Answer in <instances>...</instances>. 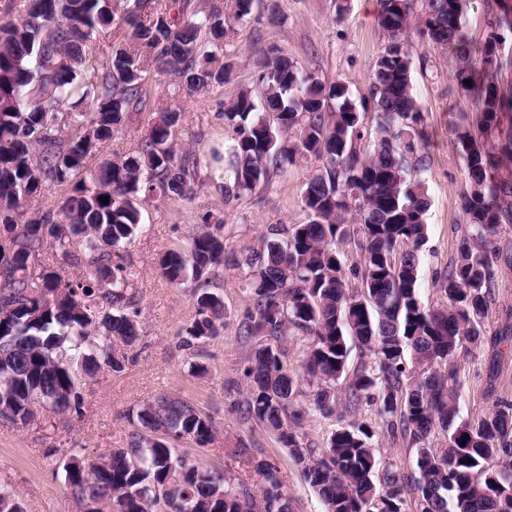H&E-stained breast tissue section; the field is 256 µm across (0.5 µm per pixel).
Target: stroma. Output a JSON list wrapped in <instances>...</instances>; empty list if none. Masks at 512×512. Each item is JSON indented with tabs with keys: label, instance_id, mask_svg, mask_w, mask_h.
<instances>
[{
	"label": "stroma",
	"instance_id": "35a3bbf8",
	"mask_svg": "<svg viewBox=\"0 0 512 512\" xmlns=\"http://www.w3.org/2000/svg\"><path fill=\"white\" fill-rule=\"evenodd\" d=\"M223 4L230 30L218 56L231 69L228 80L191 92L174 76L151 68L143 81L154 109L183 112L179 144L191 155L198 179L190 199L160 194L149 198L143 205L140 230L126 247L132 271L131 309L139 334L133 361L119 373L105 368L81 377L80 414L49 411L38 424L24 428L0 421V488L9 491L24 512H83L82 503L65 484L64 460L72 455L91 460L124 447L137 425L139 407L163 396L192 403L218 428L213 445L200 448L182 441L176 445L178 454L224 470L233 484L253 492L261 478L252 462L268 460L278 469L291 512L323 510L287 449L239 409L247 397L249 381L243 367L251 352L239 334V324L251 302L252 278L238 264L243 254L262 248L269 226L305 222L303 193L323 162L312 156L296 158L268 183L228 201L211 156L234 136L224 123L225 106L240 92L257 87L254 50H274L324 82H345L352 100L359 104L370 94L374 64L387 37L377 22V0H254L250 16L242 20L234 17V0H223ZM406 47L412 60L413 95L429 138L424 174L430 202L428 231L418 256L421 302L433 309L446 302L437 282L447 271L468 222L461 198L469 185L454 129L466 100L453 80L457 67L453 51L437 48L414 30ZM149 119L146 112L131 114L119 138L98 144L90 165L136 150ZM207 214L224 222V276L209 285L224 299V328L220 336L189 350L183 337L195 315L193 287L170 284L155 262L166 249L187 245L195 224ZM493 246L498 255L495 301L484 320L480 342L467 345L457 357L459 411L471 420L491 411L498 399L512 401V339L498 346L493 343L496 335L512 327V226H503ZM196 362L206 367L205 377L193 375ZM359 425L376 429L372 446L380 466L406 473L414 470V448L405 440L381 434L377 406L370 401H362L352 413L327 417L308 412L298 434L302 445L323 449L333 432ZM240 447L247 448V456H231V449Z\"/></svg>",
	"mask_w": 512,
	"mask_h": 512
}]
</instances>
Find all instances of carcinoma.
Wrapping results in <instances>:
<instances>
[{"label": "carcinoma", "mask_w": 512, "mask_h": 512, "mask_svg": "<svg viewBox=\"0 0 512 512\" xmlns=\"http://www.w3.org/2000/svg\"><path fill=\"white\" fill-rule=\"evenodd\" d=\"M134 3L120 9L114 0H24L23 14L14 18V0H7L0 12V231L14 243L0 255V420L13 426L31 425L34 399L43 408L80 413L76 369L124 370L138 339L126 313L125 245L148 198L187 199L194 192L196 170L177 149L181 113L173 110L153 113L138 150L87 170L97 145L123 131L128 113L146 107L148 67L195 90L224 82V67L216 66L227 33L219 6L205 13L190 10L186 0H167L159 10L149 0ZM412 5L378 0L387 45L362 108L346 84L324 83L271 50L256 61L258 95L246 90L224 109L235 133L225 196L241 197L298 155L323 160L306 183V222L270 228L264 247L238 262L254 276L253 303L241 321L242 337L256 342L244 368L250 388L243 412L288 449L323 512H406L409 488L417 493V512H512V401L497 400L476 422L462 418L456 362L465 344L481 337L494 296L492 240L503 225L512 226V83L502 79L512 69L504 55L512 0L487 4L490 31L479 44L464 30L463 0H425L419 32L456 54L454 79L471 107L455 126L469 180L461 203L469 223L437 282L447 305L436 309L419 298L429 199L424 182L410 178L422 168L408 164L412 157L423 161L427 143L405 46ZM111 26L127 30V43L112 48L105 67L93 68L77 86L79 68L92 62L94 36ZM369 108L379 121L373 149L363 157L357 143ZM72 127L77 132L64 133ZM296 127L292 144L288 134ZM52 185L66 187L57 204L25 218L28 200ZM352 209L360 215L353 226L346 217ZM350 239L368 294L363 305L347 292L336 248ZM73 242L82 253L68 250ZM53 243L66 263L85 267L83 274L38 260ZM158 267L179 286L222 276L223 222L203 217L188 246L165 251ZM105 279L107 289L99 287ZM194 296L189 349L224 329L221 295L203 287ZM299 333L312 341L296 377L285 343ZM350 341L374 365L362 362L348 373ZM345 375V407L378 401L387 433L416 448L415 473L380 469L374 433L361 426L335 431L320 452L302 446L296 428L306 410L294 405L300 384L309 388V406L330 416L336 381ZM136 417L141 429L126 447L90 462L77 455L64 462L65 482L84 512H290L270 462L253 461L262 478L256 495L176 452L178 441L207 447L217 436L212 419L189 402L160 397ZM437 433L446 439L443 448L432 446Z\"/></svg>", "instance_id": "obj_1"}]
</instances>
